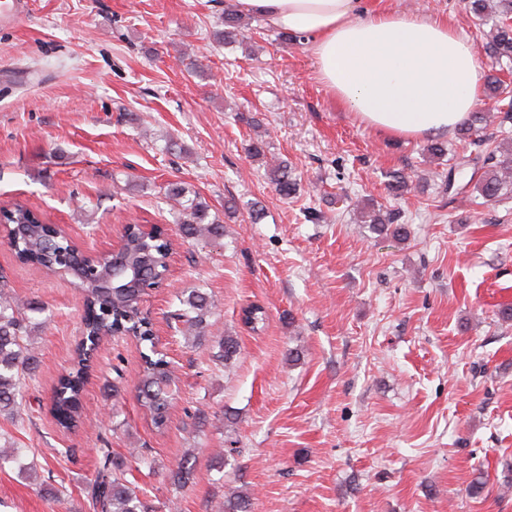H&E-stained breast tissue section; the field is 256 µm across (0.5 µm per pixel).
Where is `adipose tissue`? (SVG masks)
Wrapping results in <instances>:
<instances>
[{
	"instance_id": "ef3b65f1",
	"label": "adipose tissue",
	"mask_w": 512,
	"mask_h": 512,
	"mask_svg": "<svg viewBox=\"0 0 512 512\" xmlns=\"http://www.w3.org/2000/svg\"><path fill=\"white\" fill-rule=\"evenodd\" d=\"M361 0H228L312 42L318 75L359 120L381 133L422 138L453 132L476 107L484 72L472 43L448 19Z\"/></svg>"
}]
</instances>
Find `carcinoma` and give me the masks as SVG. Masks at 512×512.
<instances>
[{"instance_id":"cac0c4a2","label":"carcinoma","mask_w":512,"mask_h":512,"mask_svg":"<svg viewBox=\"0 0 512 512\" xmlns=\"http://www.w3.org/2000/svg\"><path fill=\"white\" fill-rule=\"evenodd\" d=\"M493 28L485 42L486 54L498 61L512 62V0H497L494 11ZM241 35V17L230 10L224 13V29L218 33L220 41L230 44ZM487 129V119L482 112H473L459 131L471 144L486 146V153L472 159L458 155H448V146L443 141H435L426 146V152L437 159L448 157V180L445 183L448 193L455 195L467 192L474 187L485 200H497L512 196V147L499 144L493 148L486 145L488 139L482 136ZM473 166L468 182L456 180V173ZM269 178L276 192L284 198H293L298 191L297 179L291 168L280 162L271 168ZM412 181L402 171L391 172L388 190L395 195L411 191ZM169 200L178 206L181 212L178 234L183 239L204 237L217 241L224 239V225L217 222H205L208 205L200 197H186L184 189L177 183L166 188ZM0 220L5 225L25 224L26 236L21 238L15 257L22 263L41 265L51 272L59 271L57 254L59 239L48 236L47 224L30 208L21 203L7 206L0 212ZM361 223L381 234L396 240L407 237L406 224L400 221V215L385 212L380 207L363 208ZM167 242L158 240L153 250L145 258L146 278L155 281L161 279L166 271ZM84 293L83 319L94 332L104 324L110 327L138 328L136 340L149 345V352L142 355L143 371L136 386L137 397L151 417L152 423L160 429L166 426L175 378L166 368L164 355L157 352L149 328L142 325L145 318L138 316L134 304L118 302L110 305L99 295L96 278L76 280ZM6 282L0 283V416L11 420L21 415V380L34 375L37 360L30 343L32 329L43 327L35 320V315L44 312L45 307L38 302H29L20 306L5 292ZM214 302L211 296L199 289L177 298L176 309L171 318L183 325L188 335L203 329L207 317L212 314ZM93 366V359L84 349L75 350L73 366L62 373L55 385L50 413L57 425L70 431L77 427L82 415V392L85 381ZM23 448H16L12 454L0 453V468L13 463L20 472H27L31 466L24 463ZM126 459L116 456L108 448L99 449V467L91 484V507L95 512H158L156 507L137 490L124 483L118 474L123 472Z\"/></svg>"}]
</instances>
